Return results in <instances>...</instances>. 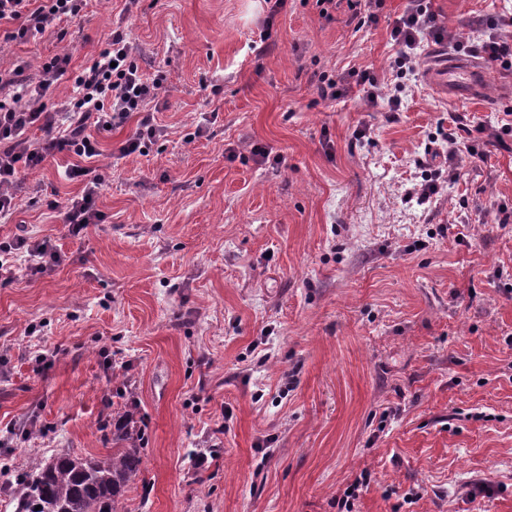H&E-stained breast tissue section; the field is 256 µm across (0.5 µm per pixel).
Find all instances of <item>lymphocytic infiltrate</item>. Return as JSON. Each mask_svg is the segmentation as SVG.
Returning a JSON list of instances; mask_svg holds the SVG:
<instances>
[{"instance_id": "obj_1", "label": "lymphocytic infiltrate", "mask_w": 512, "mask_h": 512, "mask_svg": "<svg viewBox=\"0 0 512 512\" xmlns=\"http://www.w3.org/2000/svg\"><path fill=\"white\" fill-rule=\"evenodd\" d=\"M88 0H0V21L15 23L8 32L11 41L58 31L62 23L80 18ZM512 27L511 18L479 17L470 32L461 37L439 26L428 0H408L403 14L394 22L390 38L398 51L389 67L396 76L413 71L417 50L425 39L484 58L499 68L512 70V39L502 36ZM70 56L59 53L40 60L36 67H0V223L11 220L18 209L17 191L21 174L42 167L47 159L62 158L66 177L85 178L81 195L70 198L62 210V222L72 235L88 225L102 223L104 213L96 207L103 180L95 172L101 155L98 131L120 127L136 119L134 134L118 149L119 157L146 154L148 144L164 137L151 109L164 88V73L146 76L134 58V47L123 30L110 34L105 47L91 65L69 74ZM360 87L367 100H386L389 111H399L401 98L385 95L377 76L370 70H352L341 75L320 74L318 92L322 99L347 95ZM57 91L53 103H45L50 91ZM487 142L503 143L512 136V124L491 130L469 128L461 116H452L441 138L445 167L429 172L410 190L419 203H426L439 191L441 182L457 180L460 153L477 154V136ZM66 256L47 239L18 236L0 243V280H12L19 268L34 275L52 274Z\"/></svg>"}]
</instances>
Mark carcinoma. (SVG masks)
<instances>
[{"mask_svg":"<svg viewBox=\"0 0 512 512\" xmlns=\"http://www.w3.org/2000/svg\"><path fill=\"white\" fill-rule=\"evenodd\" d=\"M136 409L132 402L112 414V453L83 458L62 450L32 463L15 483V512H122V498L143 466Z\"/></svg>","mask_w":512,"mask_h":512,"instance_id":"obj_1","label":"carcinoma"}]
</instances>
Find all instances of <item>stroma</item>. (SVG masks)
I'll use <instances>...</instances> for the list:
<instances>
[{
    "instance_id": "35a3bbf8",
    "label": "stroma",
    "mask_w": 512,
    "mask_h": 512,
    "mask_svg": "<svg viewBox=\"0 0 512 512\" xmlns=\"http://www.w3.org/2000/svg\"><path fill=\"white\" fill-rule=\"evenodd\" d=\"M407 0L359 25L338 0H90L65 35L0 48V64L70 48L95 59L123 25L167 138L110 152L106 215L71 236L58 217L84 183L50 159L28 175L0 241L26 230L67 255L55 273L0 281V483L64 449L112 451L101 417L138 404L144 470L124 512H512V141L461 154L460 177L406 200L417 157L449 115L512 113V72L440 97L424 41L401 107L324 100L320 73L390 82V30ZM464 36L512 0H431ZM207 136L185 142L204 114ZM365 130L356 138V130ZM279 154L257 164L250 145Z\"/></svg>"
}]
</instances>
